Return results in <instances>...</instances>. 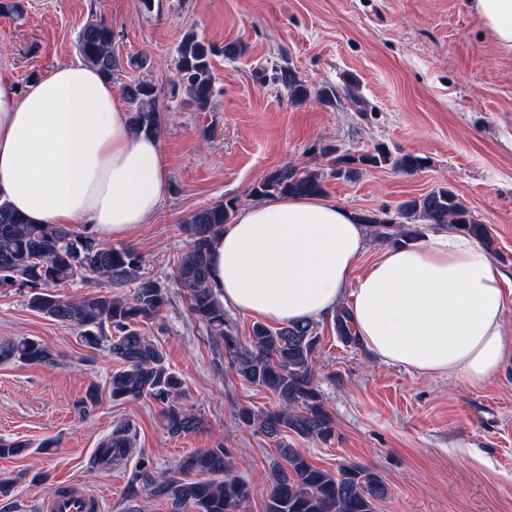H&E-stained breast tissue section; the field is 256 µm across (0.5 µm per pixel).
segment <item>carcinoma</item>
Returning <instances> with one entry per match:
<instances>
[{
	"mask_svg": "<svg viewBox=\"0 0 512 512\" xmlns=\"http://www.w3.org/2000/svg\"><path fill=\"white\" fill-rule=\"evenodd\" d=\"M112 25L91 20L81 29L77 51L85 63L107 80L122 69L114 52ZM234 56L235 45L219 50L185 34L175 62L176 85L182 88L199 111L211 108L214 78L212 59L218 53ZM296 102L310 96L308 88L290 67L277 74ZM136 128L158 132L156 91L152 83L137 80L123 87ZM332 174L346 178L364 167L390 164L403 172L424 168L427 158L413 153L395 158L383 147L358 157L335 159ZM325 172L308 165H286L274 170L252 189L256 198L271 194L316 195L324 192ZM235 200L228 199L192 212L183 224L187 248L174 259V280L183 290L190 314L204 325L215 368L228 362L243 382L271 392L276 408L240 411L242 422L274 440L278 461L273 464L265 512H375V502L385 498L388 487L380 475L356 463L344 464L332 473L310 462L306 454L288 444L296 436L327 442L336 434L324 406L314 373V353L319 336L313 322L271 327L257 322L247 342L236 336L224 313V305L211 286L210 250L215 233L231 220ZM375 240L406 245L424 237L431 226H448L482 243L498 256L491 228L474 217L471 210L449 187H440L418 200L399 207L395 213L382 210L364 214ZM142 254L130 246L115 247L89 235H75L64 227L30 224L6 203H0V291L25 293L27 305L50 320L74 329L90 348L105 346L122 369L111 373L110 396L114 401L132 402L150 398L161 405L162 425L171 437L200 431L204 417L181 403L183 382L171 370L157 344L138 329L155 320L171 304L165 281L141 272ZM96 281L108 288L78 297L60 289L77 280ZM348 312L335 316L336 334L346 343L356 341L348 324ZM56 364V354L40 341L19 337L0 342V364ZM31 443L0 438V458L26 455ZM135 450V434L129 423L116 425L99 444L93 464L117 465ZM132 483L151 494L166 498L171 512H241L250 497V486L234 472L231 449L218 444L183 458L173 474L156 478L143 464Z\"/></svg>",
	"mask_w": 512,
	"mask_h": 512,
	"instance_id": "cac0c4a2",
	"label": "carcinoma"
}]
</instances>
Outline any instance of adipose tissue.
Returning <instances> with one entry per match:
<instances>
[{
    "mask_svg": "<svg viewBox=\"0 0 512 512\" xmlns=\"http://www.w3.org/2000/svg\"><path fill=\"white\" fill-rule=\"evenodd\" d=\"M512 55V0H471ZM158 135L136 130L110 81L67 63L16 92L0 79V203L33 224L81 223L124 240L169 195ZM370 229L320 195L274 196L214 239L224 304L289 325L348 305L349 327L380 363L478 385L512 362V277L469 235L440 229L383 249L357 273Z\"/></svg>",
    "mask_w": 512,
    "mask_h": 512,
    "instance_id": "ef3b65f1",
    "label": "adipose tissue"
}]
</instances>
